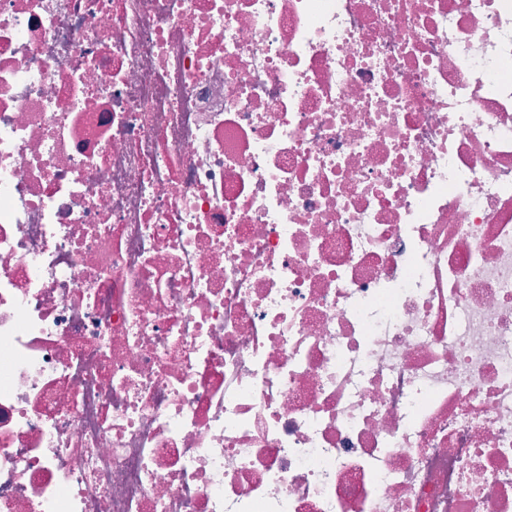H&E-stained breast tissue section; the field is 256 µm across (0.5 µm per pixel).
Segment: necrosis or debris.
I'll list each match as a JSON object with an SVG mask.
<instances>
[{
	"label": "necrosis or debris",
	"mask_w": 512,
	"mask_h": 512,
	"mask_svg": "<svg viewBox=\"0 0 512 512\" xmlns=\"http://www.w3.org/2000/svg\"><path fill=\"white\" fill-rule=\"evenodd\" d=\"M0 512H512V0H0Z\"/></svg>",
	"instance_id": "1"
}]
</instances>
